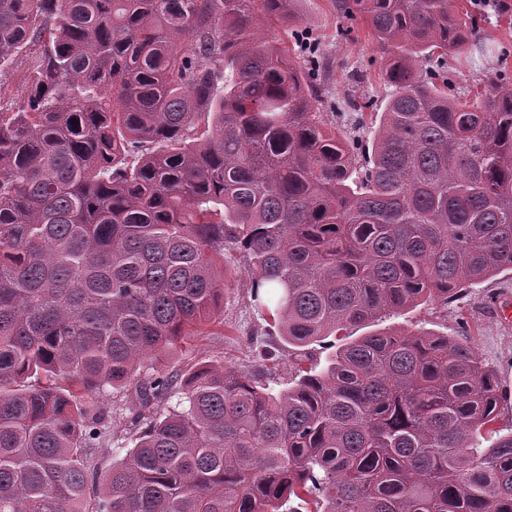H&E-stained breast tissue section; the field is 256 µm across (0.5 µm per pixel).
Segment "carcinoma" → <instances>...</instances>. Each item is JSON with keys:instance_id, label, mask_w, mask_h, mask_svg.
I'll list each match as a JSON object with an SVG mask.
<instances>
[{"instance_id": "obj_1", "label": "carcinoma", "mask_w": 512, "mask_h": 512, "mask_svg": "<svg viewBox=\"0 0 512 512\" xmlns=\"http://www.w3.org/2000/svg\"><path fill=\"white\" fill-rule=\"evenodd\" d=\"M294 2L0 0V96L39 46L0 105V512H512V427L478 440L499 386L462 335L327 341L512 270V83L448 92V55L484 52L465 0H336L391 56L368 153L317 53L264 32ZM227 252L326 363L278 391L218 360L140 376L219 318ZM131 385L145 426L90 499L98 395ZM27 64V59H22L20 57L18 65L15 68L13 74L11 76L5 77V79L3 78V82H7L5 93L7 97L4 101L2 99L3 105L12 102L19 103L21 100H24L26 96V90L23 82V75Z\"/></svg>"}]
</instances>
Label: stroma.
Masks as SVG:
<instances>
[{"label":"stroma","instance_id":"35a3bbf8","mask_svg":"<svg viewBox=\"0 0 512 512\" xmlns=\"http://www.w3.org/2000/svg\"><path fill=\"white\" fill-rule=\"evenodd\" d=\"M295 10L299 19L297 34L315 42L327 63L330 93L323 111L337 113L339 135L371 141L369 130L354 126L345 117L344 101L352 95L359 101L371 102L373 112H383L391 92L383 78L387 56L367 36L355 40L339 36V29L359 27L360 21L340 16L335 0H296ZM490 20L483 36L493 45V53L482 58L463 53L448 58V78L455 93H468L483 69L502 64L512 73V16L494 14ZM224 269L228 286L224 290L223 323L208 325L200 335L145 360L143 374L157 370L180 374L202 361L219 359L226 368L253 369L263 379L274 377L281 383L291 379L292 358L287 354V344L280 336L267 334L266 323L248 303L249 279L240 256L225 255ZM377 326L448 336L465 328L472 347L498 377L499 416L491 428L498 431L512 425V271L474 286L448 305L421 302L383 317ZM136 402L131 390L112 397V432L91 451V463L99 472L109 470L132 447L135 428L130 424V413Z\"/></svg>","mask_w":512,"mask_h":512}]
</instances>
